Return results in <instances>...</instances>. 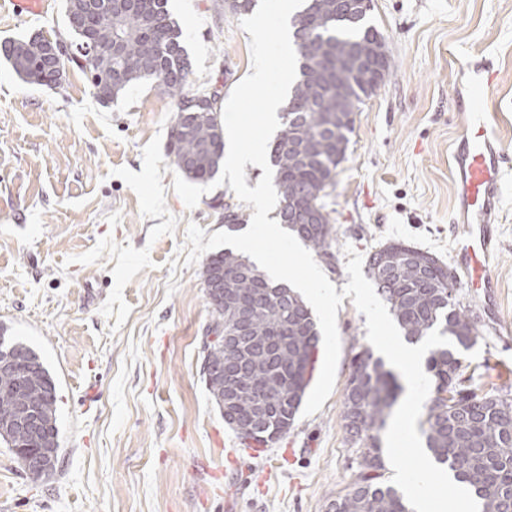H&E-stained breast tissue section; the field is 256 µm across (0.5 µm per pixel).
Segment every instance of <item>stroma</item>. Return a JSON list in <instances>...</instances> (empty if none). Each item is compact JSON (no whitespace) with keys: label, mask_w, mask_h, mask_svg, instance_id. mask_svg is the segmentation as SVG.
<instances>
[{"label":"stroma","mask_w":512,"mask_h":512,"mask_svg":"<svg viewBox=\"0 0 512 512\" xmlns=\"http://www.w3.org/2000/svg\"><path fill=\"white\" fill-rule=\"evenodd\" d=\"M65 0L45 14L0 0V42L40 34L72 42ZM191 62L186 91L228 100L251 71L250 35L222 0H170ZM388 76L354 115L326 210L336 288L350 280L346 248L369 256L389 240L450 262L448 147L463 132L452 100L466 58L496 62L489 93L512 155V0H373ZM176 104L158 81L100 103L66 64L60 86L23 82L0 58V325L33 347L57 381L60 459L33 481L0 443V512H328L362 469L341 416L354 356L368 348L366 317L344 298L341 350L322 409L297 416L267 457L231 467L240 441L202 374L214 315L203 262L186 265L188 224L224 230V207L251 217L229 186L186 208L173 190L168 132ZM498 326L459 298L479 329L461 387L512 395V171L506 173Z\"/></svg>","instance_id":"obj_1"}]
</instances>
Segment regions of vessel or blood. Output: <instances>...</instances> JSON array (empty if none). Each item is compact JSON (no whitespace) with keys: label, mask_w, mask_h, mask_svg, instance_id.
<instances>
[{"label":"vessel or blood","mask_w":512,"mask_h":512,"mask_svg":"<svg viewBox=\"0 0 512 512\" xmlns=\"http://www.w3.org/2000/svg\"><path fill=\"white\" fill-rule=\"evenodd\" d=\"M499 71L485 57L467 58L454 87L453 101L464 119L449 158L454 189L451 222L455 226L451 258L461 268L473 300L498 317L499 281L492 274L500 249L497 234L503 175L512 167L488 105Z\"/></svg>","instance_id":"obj_1"}]
</instances>
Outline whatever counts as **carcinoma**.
<instances>
[{
  "mask_svg": "<svg viewBox=\"0 0 512 512\" xmlns=\"http://www.w3.org/2000/svg\"><path fill=\"white\" fill-rule=\"evenodd\" d=\"M297 74L281 113L283 128L269 144V160L279 195V223L315 253L332 257L334 234L324 197L345 159L354 113L378 88L368 66L347 64L352 48L370 52L384 38L368 13L351 11L345 0H304L292 17ZM182 31L172 21L167 0L127 4L112 0V24L101 26L98 52L90 58L76 50L69 60L88 77L98 101L108 103L134 82L155 78L177 101L168 138L173 165L189 180L206 182L224 160V128L218 92L191 96L185 87L190 62ZM0 55L32 85L51 86L30 38L0 45ZM195 116L180 123L183 113ZM224 269L222 300L255 306L249 335L266 342L259 349L245 341L234 358L242 374L236 388L224 390L219 376L205 378L215 404L228 398L229 426L245 446L269 444L288 432L311 381L320 336L312 311L301 296L272 279L248 258L225 251L207 258L203 274ZM435 255L402 241H388L369 254L368 274L403 335L419 342L438 329L450 345L431 350L426 370L434 382L421 431L435 461L449 465L457 479L474 488L481 512H512V399L458 390L453 381L462 353L477 341L478 329L460 306L458 281ZM14 360V374H0V417L17 397L26 398L42 423L31 438L21 430H0L10 448H52L59 452L57 387L39 354L28 344L5 343L0 358ZM400 388L396 375L365 349L356 356L348 380L343 426L352 444L366 449L364 471L352 489L329 505V512H412L408 501L383 480L378 437ZM25 472L45 468L50 476L58 456L46 461L16 455Z\"/></svg>",
  "mask_w": 512,
  "mask_h": 512,
  "instance_id": "obj_1",
  "label": "carcinoma"
}]
</instances>
